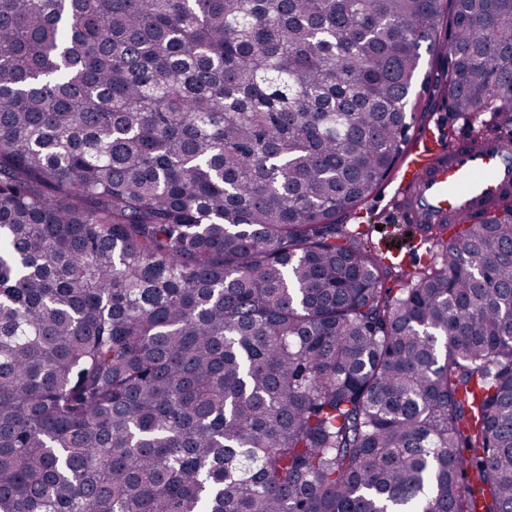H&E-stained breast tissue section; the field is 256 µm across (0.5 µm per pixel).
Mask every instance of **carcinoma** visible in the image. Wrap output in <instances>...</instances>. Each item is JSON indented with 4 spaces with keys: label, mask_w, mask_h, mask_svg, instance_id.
<instances>
[{
    "label": "carcinoma",
    "mask_w": 512,
    "mask_h": 512,
    "mask_svg": "<svg viewBox=\"0 0 512 512\" xmlns=\"http://www.w3.org/2000/svg\"><path fill=\"white\" fill-rule=\"evenodd\" d=\"M424 51L512 124V0H0V512H512V201L344 225Z\"/></svg>",
    "instance_id": "cac0c4a2"
}]
</instances>
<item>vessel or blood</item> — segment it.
<instances>
[{"label": "vessel or blood", "mask_w": 512, "mask_h": 512, "mask_svg": "<svg viewBox=\"0 0 512 512\" xmlns=\"http://www.w3.org/2000/svg\"><path fill=\"white\" fill-rule=\"evenodd\" d=\"M394 202L407 224H462L512 198V139L490 133L478 143L443 142L422 129L399 165Z\"/></svg>", "instance_id": "1"}]
</instances>
